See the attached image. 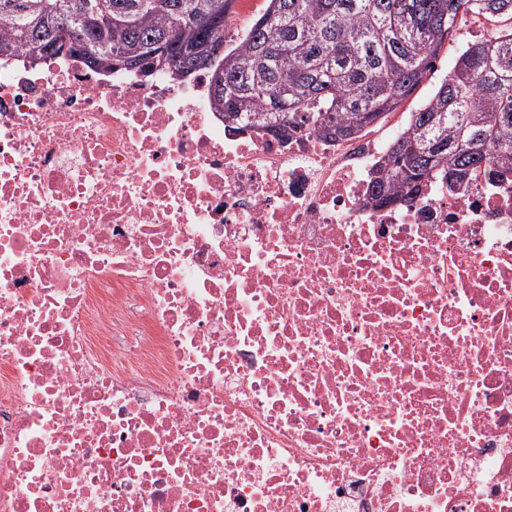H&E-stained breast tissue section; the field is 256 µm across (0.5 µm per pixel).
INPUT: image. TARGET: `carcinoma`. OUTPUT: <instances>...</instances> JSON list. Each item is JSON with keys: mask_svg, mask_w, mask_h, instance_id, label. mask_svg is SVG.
I'll list each match as a JSON object with an SVG mask.
<instances>
[{"mask_svg": "<svg viewBox=\"0 0 512 512\" xmlns=\"http://www.w3.org/2000/svg\"><path fill=\"white\" fill-rule=\"evenodd\" d=\"M236 0H0V56L41 59L97 49L118 63L200 64L211 108L236 129L358 134L397 111L433 70L469 13L512 20V0H263L224 39ZM93 13L61 35L68 19ZM468 43L433 93L408 113L371 179L369 202L408 204L448 172L512 173V27Z\"/></svg>", "mask_w": 512, "mask_h": 512, "instance_id": "cac0c4a2", "label": "carcinoma"}]
</instances>
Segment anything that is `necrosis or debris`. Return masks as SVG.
I'll return each mask as SVG.
<instances>
[{
  "instance_id": "obj_1",
  "label": "necrosis or debris",
  "mask_w": 512,
  "mask_h": 512,
  "mask_svg": "<svg viewBox=\"0 0 512 512\" xmlns=\"http://www.w3.org/2000/svg\"><path fill=\"white\" fill-rule=\"evenodd\" d=\"M0 63V512H512V177Z\"/></svg>"
}]
</instances>
